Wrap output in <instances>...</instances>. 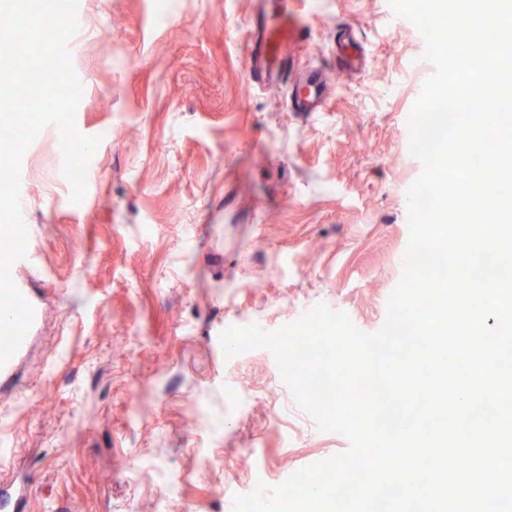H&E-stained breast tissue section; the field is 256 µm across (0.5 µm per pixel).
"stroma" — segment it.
<instances>
[{
  "label": "stroma",
  "mask_w": 512,
  "mask_h": 512,
  "mask_svg": "<svg viewBox=\"0 0 512 512\" xmlns=\"http://www.w3.org/2000/svg\"><path fill=\"white\" fill-rule=\"evenodd\" d=\"M294 3L302 41L270 90L244 54L260 0H79L75 123L99 140L83 201L55 125L22 159V276L43 310L0 392V476L28 481L21 512H233L256 483L348 449L269 349L228 360L220 337L321 303L382 327L422 172L406 121L433 67L388 0ZM350 25L368 65L345 73ZM314 68L326 105L287 111Z\"/></svg>",
  "instance_id": "stroma-1"
}]
</instances>
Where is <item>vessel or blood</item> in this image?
<instances>
[{
    "instance_id": "1",
    "label": "vessel or blood",
    "mask_w": 512,
    "mask_h": 512,
    "mask_svg": "<svg viewBox=\"0 0 512 512\" xmlns=\"http://www.w3.org/2000/svg\"><path fill=\"white\" fill-rule=\"evenodd\" d=\"M303 22L293 0H278L274 24L254 18L247 23L246 59L248 71L257 82L270 85L283 79V70L297 48ZM327 80L316 72L290 85L287 105L293 112H317L327 98Z\"/></svg>"
}]
</instances>
